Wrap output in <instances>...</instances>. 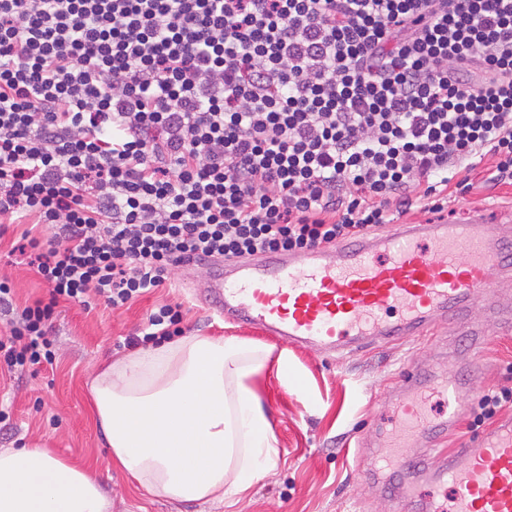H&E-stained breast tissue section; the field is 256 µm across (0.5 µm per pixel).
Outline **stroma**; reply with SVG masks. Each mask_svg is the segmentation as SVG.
Here are the masks:
<instances>
[{
	"instance_id": "stroma-1",
	"label": "stroma",
	"mask_w": 512,
	"mask_h": 512,
	"mask_svg": "<svg viewBox=\"0 0 512 512\" xmlns=\"http://www.w3.org/2000/svg\"><path fill=\"white\" fill-rule=\"evenodd\" d=\"M490 161L470 174L472 188L449 195L443 213L448 221L464 220L472 207L492 218L512 221V185L489 182ZM24 227L8 225L0 236V277H8L17 305L47 298L48 290L27 266V258L12 249ZM210 268H172L164 287L145 293L115 309L103 302L84 307L59 304L52 334L55 362L16 371L0 382V449L39 444L56 456L93 463L112 512H392L391 501L364 478L371 433L403 384L402 370L417 362L437 375L467 371L474 384L470 403H478L491 386L512 385V329L487 323L489 339L482 365L468 368L452 328L430 340L414 339L371 352L328 355L315 349L287 348L266 336L247 334L212 316L200 300ZM182 306L184 334L236 338L247 344L287 352L299 374L298 386L287 388L268 360L253 384L278 440L275 467L264 479L237 496L234 505L218 501H173L130 484L115 469L102 430L93 422L89 382L104 361L132 353L128 342L161 305Z\"/></svg>"
}]
</instances>
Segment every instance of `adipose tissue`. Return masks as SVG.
<instances>
[{"label":"adipose tissue","mask_w":512,"mask_h":512,"mask_svg":"<svg viewBox=\"0 0 512 512\" xmlns=\"http://www.w3.org/2000/svg\"><path fill=\"white\" fill-rule=\"evenodd\" d=\"M233 339L187 336L105 362L94 421L113 465L171 500H229L276 464L278 440ZM95 471L44 448L0 449V512H110Z\"/></svg>","instance_id":"obj_1"}]
</instances>
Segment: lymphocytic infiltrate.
<instances>
[{"label":"lymphocytic infiltrate","instance_id":"obj_1","mask_svg":"<svg viewBox=\"0 0 512 512\" xmlns=\"http://www.w3.org/2000/svg\"><path fill=\"white\" fill-rule=\"evenodd\" d=\"M481 154L512 184V0H0V220L56 239L0 366L52 362L60 303L442 211Z\"/></svg>","mask_w":512,"mask_h":512}]
</instances>
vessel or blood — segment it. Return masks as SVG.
Segmentation results:
<instances>
[{
  "label": "vessel or blood",
  "instance_id": "1",
  "mask_svg": "<svg viewBox=\"0 0 512 512\" xmlns=\"http://www.w3.org/2000/svg\"><path fill=\"white\" fill-rule=\"evenodd\" d=\"M512 274V226L474 216L468 224H400L385 235L342 242L305 255L258 253L218 263L206 290L210 311L240 330L339 355L433 335L455 325L479 356L485 322L512 321V299L497 279ZM392 402L387 449L375 473L395 488L396 512H512V416L484 429L479 445L432 458L470 394L468 379H424L403 370ZM448 405L425 415L430 397Z\"/></svg>",
  "mask_w": 512,
  "mask_h": 512
}]
</instances>
